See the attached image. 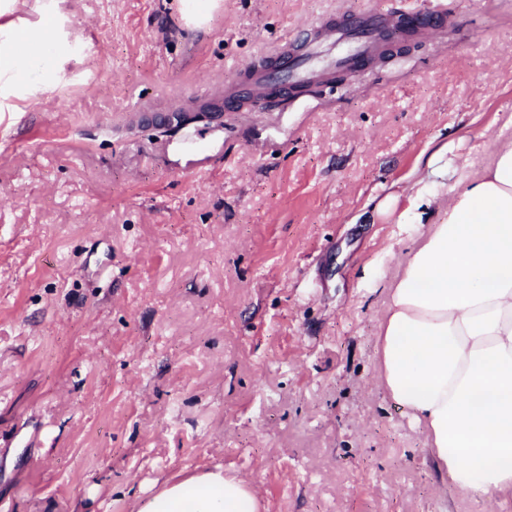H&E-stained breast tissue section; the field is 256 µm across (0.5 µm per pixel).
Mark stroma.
Listing matches in <instances>:
<instances>
[{
    "mask_svg": "<svg viewBox=\"0 0 512 512\" xmlns=\"http://www.w3.org/2000/svg\"><path fill=\"white\" fill-rule=\"evenodd\" d=\"M423 0H0V512H130L222 466L261 512H512L455 489L375 377L390 195L512 137V0L385 63L194 101L330 18Z\"/></svg>",
    "mask_w": 512,
    "mask_h": 512,
    "instance_id": "obj_1",
    "label": "stroma"
}]
</instances>
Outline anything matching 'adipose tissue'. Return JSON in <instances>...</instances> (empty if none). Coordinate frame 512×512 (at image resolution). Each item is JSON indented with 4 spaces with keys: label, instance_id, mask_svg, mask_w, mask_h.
<instances>
[{
    "label": "adipose tissue",
    "instance_id": "obj_1",
    "mask_svg": "<svg viewBox=\"0 0 512 512\" xmlns=\"http://www.w3.org/2000/svg\"><path fill=\"white\" fill-rule=\"evenodd\" d=\"M377 336L379 386L467 494L512 495V141L399 260ZM246 479L204 469L133 512H260Z\"/></svg>",
    "mask_w": 512,
    "mask_h": 512
}]
</instances>
